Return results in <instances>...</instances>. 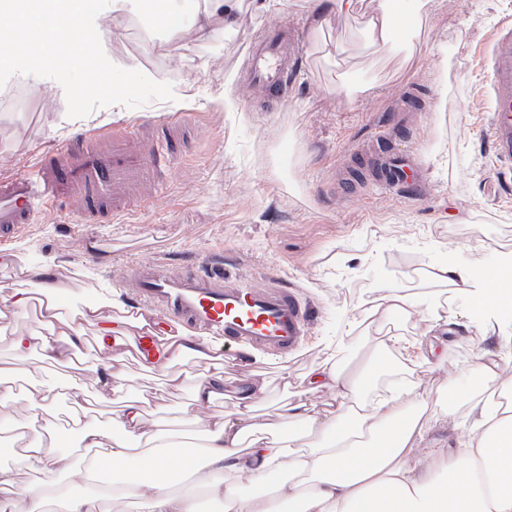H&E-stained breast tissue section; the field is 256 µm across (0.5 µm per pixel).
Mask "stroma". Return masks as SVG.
Masks as SVG:
<instances>
[{
  "label": "stroma",
  "instance_id": "35a3bbf8",
  "mask_svg": "<svg viewBox=\"0 0 512 512\" xmlns=\"http://www.w3.org/2000/svg\"><path fill=\"white\" fill-rule=\"evenodd\" d=\"M307 0H278L266 12L243 10L234 32L196 43L155 27L140 0L119 17L102 11L97 28L115 65L172 85L175 101L130 109L113 105L83 118L67 115L57 81L16 75L18 104L0 105V176L33 171L39 153L84 131L164 122L181 114L192 124L146 208L98 224L76 208L37 212L32 224L0 247V294L26 287L25 269L51 260L74 310L99 292L133 306L122 278L132 261L155 256L174 265L223 254L232 271L253 284L276 276L312 302L315 318L298 354L275 358L252 352L222 367L236 384L261 377L263 419L282 399L328 400L300 385L315 364L357 368L375 350L367 312L374 287L399 281L414 300L397 324L400 342L386 356L367 395L406 377L426 399L465 400L484 374L472 364L482 329L449 336L444 362L421 364L429 310H463L464 298L432 283V267L449 251L481 267L512 269V180L498 173L487 137L490 74L485 52L493 29L512 20V0H439L408 47L376 51L363 39L362 16H336L322 31L307 19ZM297 31L307 66L291 75L277 104L247 81L245 53L265 29ZM386 144L416 154L419 197L363 176V146L376 130ZM288 142V157L278 146ZM216 363L186 359L173 365L181 385L147 376L129 361V393L146 409L164 400L192 408L191 378Z\"/></svg>",
  "mask_w": 512,
  "mask_h": 512
}]
</instances>
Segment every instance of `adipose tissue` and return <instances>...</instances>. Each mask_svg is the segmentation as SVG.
<instances>
[{
    "instance_id": "obj_1",
    "label": "adipose tissue",
    "mask_w": 512,
    "mask_h": 512,
    "mask_svg": "<svg viewBox=\"0 0 512 512\" xmlns=\"http://www.w3.org/2000/svg\"><path fill=\"white\" fill-rule=\"evenodd\" d=\"M276 0H185L166 6V28L198 42L236 25L244 5L258 12ZM364 35L370 46L393 47L405 16L424 24L436 0H372ZM31 286L0 295V320L24 316L32 299L40 301V318L13 340L11 360L0 361V434L18 440L16 465L0 468V512H45V490L73 467L60 446V427L37 412H7L13 385L25 371L29 354L43 352L41 372L56 379L86 328H94L105 369L97 375L98 397L109 401L126 387L124 358L113 353L116 336H136L147 327L144 317L114 319L118 300L93 301L69 316L59 310V284L30 270ZM432 281L467 300L463 314L429 312L434 326L449 330L458 319L475 326L489 312L512 316V285L488 282L483 273L451 254L433 267ZM158 335V354L150 369L167 370L183 357L208 361L217 353L205 339ZM396 339L383 334L377 351L359 371L336 364L312 367L305 383L331 394L329 402L281 404L273 419L260 422L254 414L265 387L258 381L230 387L223 371L199 373L194 401L206 415L197 419L193 440H185L172 421L153 419L139 399L130 398L115 411L111 423L81 420L85 397L81 387L69 389L70 407L78 424L82 447L94 449L89 479L117 478V499H133L140 512H195V495L177 492L173 477L192 472L208 494L224 504V512H512V377L504 371L512 355L502 347L476 344L473 363L486 376L481 390L465 403L428 404L408 386L367 400L363 388L371 373L382 367L385 350ZM232 396L231 410L209 414L216 400ZM460 416L467 428L461 446L440 453L419 452L417 443L427 422L425 413ZM34 473L19 483L18 471Z\"/></svg>"
}]
</instances>
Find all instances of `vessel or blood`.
I'll list each match as a JSON object with an SVG mask.
<instances>
[{
	"instance_id": "obj_1",
	"label": "vessel or blood",
	"mask_w": 512,
	"mask_h": 512,
	"mask_svg": "<svg viewBox=\"0 0 512 512\" xmlns=\"http://www.w3.org/2000/svg\"><path fill=\"white\" fill-rule=\"evenodd\" d=\"M300 51L281 28L271 29L248 47V78L270 100L288 94ZM491 111L488 136L506 177H512V22L496 31L488 54ZM189 116L158 124L83 132L46 152L34 173L0 179V243L33 221L35 205L52 210L76 205L85 221L145 205L141 188L161 177L158 144L177 146ZM414 155L375 153L373 170L390 187L405 188L417 171ZM124 279L143 308L162 316L175 331L221 336L232 345L283 357L298 352L308 334L312 311L299 291L280 279L253 285L225 271L222 264L173 267L160 258L127 266Z\"/></svg>"
}]
</instances>
